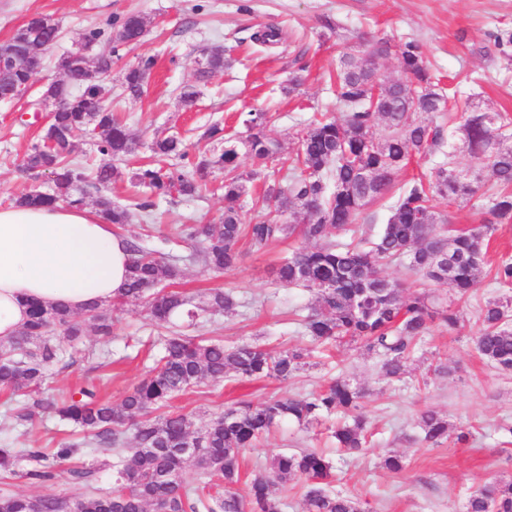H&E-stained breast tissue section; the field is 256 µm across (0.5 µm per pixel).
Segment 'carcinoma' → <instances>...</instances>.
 Returning a JSON list of instances; mask_svg holds the SVG:
<instances>
[{"mask_svg": "<svg viewBox=\"0 0 512 512\" xmlns=\"http://www.w3.org/2000/svg\"><path fill=\"white\" fill-rule=\"evenodd\" d=\"M147 20L127 14L104 27L85 30L82 43L90 50L100 43L109 49L94 54L92 61L112 67L120 51L141 41ZM55 24L37 32L23 27L10 42L21 47L55 42ZM501 58L512 63V32L493 35ZM208 76L224 70V53L202 49ZM368 55L376 60L398 56L406 75L403 81L383 83L375 67L344 53L336 66L334 97L344 114L342 121L313 117L297 133L294 165L283 173L277 168V150L264 129L267 113L250 111L242 121L245 131L223 138V129L213 126L206 136L224 140V151L213 159L191 161L182 142L167 136L151 147L155 157L177 159L183 168H164L147 163L136 169L131 181L153 197L174 192L192 197L199 185L186 168L204 172L224 169V216L219 224H183L180 238L193 244L196 254L211 269L236 266L242 247L255 251L294 232L305 244L294 249L275 269V280L284 286L302 287L314 296L311 312L303 319L304 332L313 340L339 347L361 345L377 354L390 379L408 373L411 353L438 321L448 330L458 328L459 312L427 294L404 298L402 289L381 267L392 261H408L411 271L446 282L461 301L477 288L497 224L512 223V144L503 133L506 117L500 112H463L459 130L470 157L491 172L496 191L486 197L477 227L450 234L435 226L448 223L436 210L444 200L448 207L471 200L479 182L456 174L453 163H442L427 175L412 178L401 188L387 223L376 239L365 237L358 224L365 210L394 187L396 177L412 161L424 160L441 150L447 140L445 118L457 106V91L440 86V79L425 65L418 45L381 37L369 43ZM155 66V58L142 56L128 67L121 88L132 98L142 95L144 76ZM33 74L22 64L0 60V94L16 92L31 84ZM383 111L372 108L370 95L378 84ZM105 89L82 80L77 90L65 95L62 110L55 113L52 127L55 144L41 139L26 153L21 171L37 180L48 173L54 188L47 193L32 189L22 193L17 205H51L66 189L67 201L84 204V195L95 191L101 215L120 229L149 211L144 201L121 207L107 195L118 176L113 165H102L94 181L68 157L75 132L91 129L94 146L103 156L121 160L133 152V138L112 111H94ZM383 125L384 133L372 129ZM258 182L269 210L260 212L250 224L241 223L242 198L247 184ZM292 206L293 223L283 224L278 214ZM132 256L130 278L124 292L112 299V308L100 304L87 307L82 321L55 304L32 305L29 322L17 336L0 343V389L39 393L52 367L62 361L64 343L84 336L92 324L100 333L110 332L112 309L130 302H144L160 328L177 315L187 326H196L208 311L230 312L235 301L221 289L212 290L200 305L172 289L180 277L175 263L162 262L154 250L137 236L124 237ZM494 280L512 288V258L501 257ZM481 330L475 337L477 351L503 371H512V295L489 301L478 310ZM61 331L63 338L54 336ZM305 365L302 352L286 349L272 352L242 343L226 347L220 340L176 335L165 340L163 352L149 373L116 402L101 398L97 386H85L59 396L40 398L13 409L12 419L27 423L35 410L52 414L62 426H71L80 437L56 448L26 451L0 443V479L4 485L18 478L37 482L64 480L76 493L63 500L55 495L29 496L8 490L0 495V512H59L65 501L74 512H280L272 487L291 477L312 481L304 496L305 512H358L357 502L325 486L334 480V467L316 451L274 456L267 470L252 474L247 497L235 485L240 479V458L281 423L309 427L323 415L341 413L345 421L333 432L338 447L357 451L367 443L366 421L359 409L360 389L343 377L331 379L315 396L273 397L259 406L241 403L214 416L198 433L192 431L190 415L181 411L153 412L167 406L175 395L204 380L222 382L229 375L243 379L271 378L286 381ZM423 441L437 446L448 438V422L431 410L421 414ZM115 456V490L110 495L95 492L91 467L73 458L88 452ZM193 466L209 479L212 493L190 486L184 478ZM466 512H512V481L497 480L467 497Z\"/></svg>", "mask_w": 512, "mask_h": 512, "instance_id": "1", "label": "carcinoma"}]
</instances>
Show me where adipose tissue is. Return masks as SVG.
I'll list each match as a JSON object with an SVG mask.
<instances>
[{
    "mask_svg": "<svg viewBox=\"0 0 512 512\" xmlns=\"http://www.w3.org/2000/svg\"><path fill=\"white\" fill-rule=\"evenodd\" d=\"M131 255L95 209L0 207V340L15 336L36 302L72 311L107 302L128 283Z\"/></svg>",
    "mask_w": 512,
    "mask_h": 512,
    "instance_id": "ef3b65f1",
    "label": "adipose tissue"
}]
</instances>
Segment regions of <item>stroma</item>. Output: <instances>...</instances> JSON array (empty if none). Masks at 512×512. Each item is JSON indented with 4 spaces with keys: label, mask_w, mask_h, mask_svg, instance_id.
Wrapping results in <instances>:
<instances>
[{
    "label": "stroma",
    "mask_w": 512,
    "mask_h": 512,
    "mask_svg": "<svg viewBox=\"0 0 512 512\" xmlns=\"http://www.w3.org/2000/svg\"><path fill=\"white\" fill-rule=\"evenodd\" d=\"M132 13L150 25L143 41L127 48L112 67L109 105L136 142L130 159L118 162L119 175L109 189L118 204L137 197L131 172L149 161L155 138L180 137L191 153L211 158L224 145L204 138L205 129L216 123L225 134H234L241 113L251 110L268 112L265 134L278 147L280 165H290L295 136L313 112L340 116L328 81L338 56L348 52L365 60L367 43L384 35L416 41L440 79L459 80L470 111L503 112L512 118V69L505 68L491 39L497 30L512 29V0H0V41L31 15L57 20L58 42L32 81L36 97L54 77L57 58L75 50L86 29ZM270 24L280 29V43L254 45L251 34ZM205 45L224 47L227 65L203 80L195 59ZM143 54L157 56L158 66L141 97H125L121 74ZM298 70L304 83L289 91L288 81ZM184 85L200 92L193 107L178 97ZM40 126L24 101H0V206L23 189L19 168ZM223 178V171L212 170L199 196L159 201L148 220L135 222L128 233L169 237L161 252L178 258L179 290L199 301L212 288L230 291L237 302L235 313H215L198 326L178 322L165 330L154 325L145 305L124 306L113 314L111 335L87 331L78 351L67 352L44 395L96 377L106 397L118 399L153 366L171 334L220 339L228 345L255 343L273 351L300 349L305 365L289 380L207 381L174 397L169 407L192 414L198 431L239 402L256 406L273 396H306L331 377L344 376L364 392L361 411L371 428L365 448L353 454L337 448L333 415L306 429L286 423L245 454L241 473L268 468L279 453L315 450L336 468L331 490L356 499L361 512H465L471 491L512 475V373L482 359L473 344L478 309L504 293L493 274L500 257L512 255V224L498 225L491 238L481 284L461 305L462 328L451 332L433 325L416 344L405 381L393 382L376 354L340 347L326 358L305 336L300 321L312 305L310 292L279 285L272 274L292 248L291 239L263 252H244L237 267L221 273L191 259L190 247L176 240L177 229L218 223L224 202L216 188ZM12 409L0 395V438L11 437L22 448H54L67 441V431L51 415L41 413L18 425ZM428 409L449 424L447 440L434 447L423 442L418 426ZM390 452L405 457L404 471L394 474L383 468L382 459Z\"/></svg>",
    "instance_id": "stroma-1"
}]
</instances>
